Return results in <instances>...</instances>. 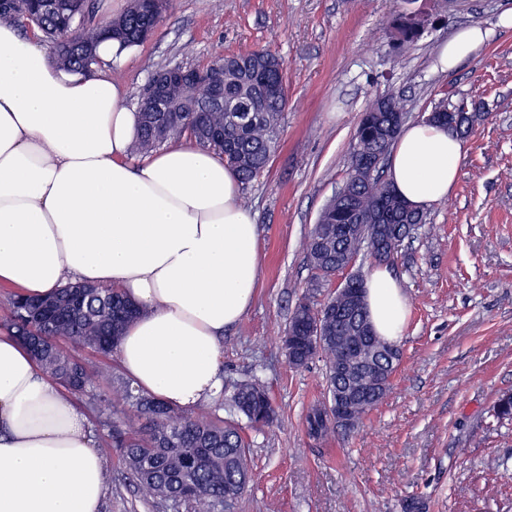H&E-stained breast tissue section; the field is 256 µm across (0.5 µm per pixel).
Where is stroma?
<instances>
[{
  "label": "stroma",
  "mask_w": 512,
  "mask_h": 512,
  "mask_svg": "<svg viewBox=\"0 0 512 512\" xmlns=\"http://www.w3.org/2000/svg\"><path fill=\"white\" fill-rule=\"evenodd\" d=\"M402 0H171L154 36L102 72L138 106L151 70L214 52L268 49L286 64L288 107L280 147L266 171L242 185L260 227L255 301L225 330L223 380L257 378L278 423L250 431L251 481L237 512H512V419H498L512 393V30L498 29L512 0H455L435 26L395 52L388 23ZM492 35L453 70L439 50L464 26ZM483 115L463 140L448 198L405 240L388 269L403 288L402 361L381 404L354 432L309 438L303 421L321 398L325 367L290 366L284 329L307 294L306 238L346 179L360 115L375 96L401 95L419 122L448 92ZM99 512H156L103 455Z\"/></svg>",
  "instance_id": "1"
}]
</instances>
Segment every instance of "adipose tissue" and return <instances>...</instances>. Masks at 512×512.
<instances>
[{"instance_id": "ef3b65f1", "label": "adipose tissue", "mask_w": 512, "mask_h": 512, "mask_svg": "<svg viewBox=\"0 0 512 512\" xmlns=\"http://www.w3.org/2000/svg\"><path fill=\"white\" fill-rule=\"evenodd\" d=\"M475 25L444 44L452 70L480 50ZM139 115L108 74L50 60L0 24V285L28 297L68 282L118 289L141 309L115 353L142 392L192 407L222 388L225 329L250 309L259 226L215 152L181 142L132 160ZM463 144L426 121L394 143L389 179L424 209L447 198ZM378 336L400 340L406 298L387 268L365 281ZM105 464L85 415L17 338L0 336V512H98Z\"/></svg>"}]
</instances>
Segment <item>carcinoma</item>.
I'll return each mask as SVG.
<instances>
[{"instance_id": "cac0c4a2", "label": "carcinoma", "mask_w": 512, "mask_h": 512, "mask_svg": "<svg viewBox=\"0 0 512 512\" xmlns=\"http://www.w3.org/2000/svg\"><path fill=\"white\" fill-rule=\"evenodd\" d=\"M95 0H13L0 9V23L33 27L44 36L51 59L68 71L88 76L102 59L99 45L107 40L124 47L144 43L140 32L159 26L164 17H148L135 3L113 18L97 22ZM434 14L406 10L391 21L393 43L403 48L416 42L434 25ZM224 62V108L187 113L174 118L168 112L139 110L140 136L131 146L140 155L168 141L188 137L224 157L241 181L248 183L263 173L280 144V125L288 106L287 88L277 98H266L264 84H285L284 62L268 49L225 55L215 53L211 62ZM375 113V123H358L345 184L331 197L313 226L306 252L311 269V288L289 318L282 346L288 362L303 368L315 358L324 361L325 392L305 415L307 435L327 440L348 429L336 424L332 405L356 378L372 391L368 399L350 406L349 425L356 429L381 403L401 360L399 350L377 334L368 335L367 307L351 306L343 295L330 294L319 304L316 292L336 273L344 271L361 252L385 263L398 253L404 240L425 223V212L400 205L401 195L378 171L359 172L361 160L388 155L407 120L405 105L395 95H378L365 108ZM435 112H457L459 121L448 131L467 136L480 113L468 109L465 100L452 93L438 101ZM224 128V139H212L205 129ZM356 214L360 228L350 239L336 237V225L346 213ZM55 318L44 321L15 293L10 301L7 328L13 335L38 336L39 349L32 356L50 381L76 394L90 395L98 406L116 396L133 409L135 422L106 417L109 445L119 449V462L141 499L163 512H225L228 495L240 498L250 478V443L238 418L256 429L271 425L276 417L265 383L252 379L231 384L225 401L230 418L194 415L151 395L134 393L130 383L104 364L90 376L86 367L58 347L63 339L75 348H90L112 356L126 324L137 310L120 291L84 284L69 285L51 297ZM319 326L321 343L295 355L288 351V336L306 327ZM110 386L113 395L97 391L92 378Z\"/></svg>"}]
</instances>
